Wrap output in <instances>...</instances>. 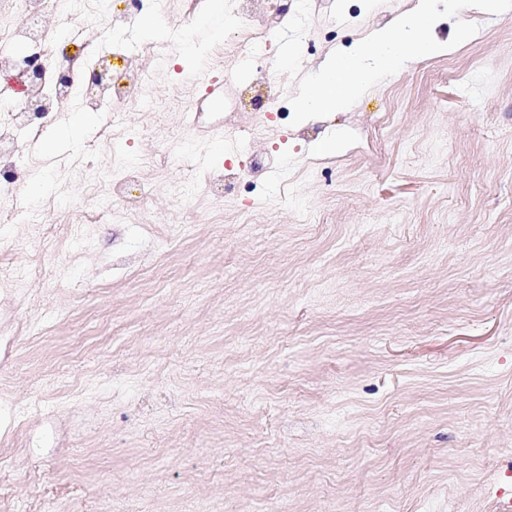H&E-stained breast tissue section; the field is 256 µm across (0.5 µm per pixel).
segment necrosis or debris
<instances>
[{"label": "necrosis or debris", "mask_w": 512, "mask_h": 512, "mask_svg": "<svg viewBox=\"0 0 512 512\" xmlns=\"http://www.w3.org/2000/svg\"><path fill=\"white\" fill-rule=\"evenodd\" d=\"M259 0H231V9L240 22L239 29L225 42L226 56L261 54L271 36L282 25V8L258 9ZM124 9L110 6L108 0H0V15L12 18L0 30V70L11 78L0 87V223L27 224L38 238H46L47 228L40 222L39 210L19 207L16 190L31 172L27 148L42 132L55 124L69 105L103 113L104 121L96 142L80 148L71 166L93 157L99 143H116L120 134L133 127V111L151 109L149 73L145 57L160 61L171 58L174 45H146L124 54L123 65L112 64L103 48L106 36L126 26L144 5L163 11L165 0H124ZM96 6L100 26L85 22L89 6ZM65 32L78 43L80 56L68 58L54 49L55 31ZM105 68L100 85L89 82L88 67ZM110 198L119 202L111 209L96 203L84 209V224L71 226L74 240L84 237L85 223L111 222L116 217L133 220L145 207L147 193L134 167L123 168L107 185Z\"/></svg>", "instance_id": "necrosis-or-debris-1"}]
</instances>
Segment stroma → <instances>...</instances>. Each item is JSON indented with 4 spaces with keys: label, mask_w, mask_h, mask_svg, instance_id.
I'll return each mask as SVG.
<instances>
[{
    "label": "stroma",
    "mask_w": 512,
    "mask_h": 512,
    "mask_svg": "<svg viewBox=\"0 0 512 512\" xmlns=\"http://www.w3.org/2000/svg\"><path fill=\"white\" fill-rule=\"evenodd\" d=\"M415 3L332 0L303 72ZM459 18L479 26L466 44L296 126L226 98L199 124L171 103L172 84L206 96L252 74L214 56L200 17L111 37L175 40L177 65L150 67L165 126L202 169L246 175L220 197L182 188L177 165H144L164 147L147 134L84 174L54 169L77 142L33 151L54 233L0 307L6 512H512V10ZM231 119L260 122L268 169L248 174ZM127 163L141 222L74 246L91 181Z\"/></svg>",
    "instance_id": "obj_1"
}]
</instances>
